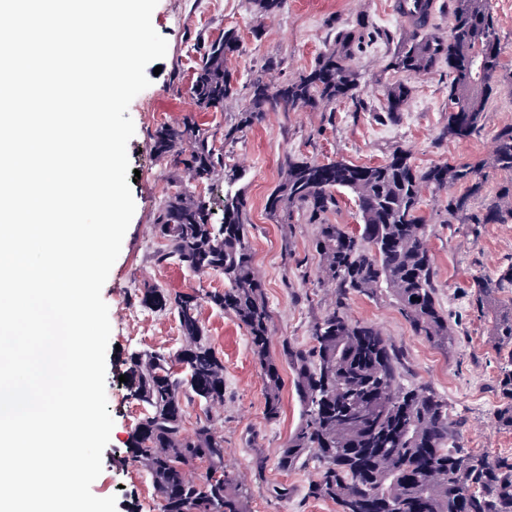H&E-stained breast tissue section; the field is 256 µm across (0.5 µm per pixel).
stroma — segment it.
Masks as SVG:
<instances>
[{
	"instance_id": "obj_1",
	"label": "stroma",
	"mask_w": 512,
	"mask_h": 512,
	"mask_svg": "<svg viewBox=\"0 0 512 512\" xmlns=\"http://www.w3.org/2000/svg\"><path fill=\"white\" fill-rule=\"evenodd\" d=\"M395 5L396 0H285L275 16L265 17L248 0H158L152 25L166 39L168 50L158 61L161 73L151 76L149 87L129 106L135 134L127 153L131 169L140 172L131 186L135 213L102 289L112 328L106 395L114 426L102 454V472L91 490L98 497H115L116 512H156L148 475L127 455L143 408L120 380L126 362L135 353H168L186 344L174 316L143 307L140 291L154 285L173 293L224 288L220 274H193L154 256L162 246L153 229L154 214L176 185L169 166L153 151L152 134L161 125L177 126L188 117L220 131L240 109V102L233 100L203 111L190 96L199 46L223 37L225 30H235L239 37V49L228 67L242 86L252 70L265 64L272 84L297 78L311 69L338 31L374 27L386 31L387 39L362 47L354 57L361 74L359 97L368 111H357L349 100L317 111L270 109L225 157L241 176L238 186L249 209L253 266L271 315L268 349L283 380L278 418L265 415L264 380L246 328L210 303L199 307L200 322L224 362V403L212 415L224 433L225 462L251 492L249 512H340L332 500L311 494L317 478L314 465L288 471L277 466L280 448L301 419L283 347L310 348L312 324L337 302L322 282L320 259L312 248L315 225L300 217L280 224L265 209L268 195L281 181L285 159L342 157L359 164L377 163L400 149L421 169L446 161H484L481 175L489 196L512 180V175L488 164L496 131L512 125V83L502 82L489 99L479 132L462 141L439 139V130L448 121V70L437 67L414 74L389 68L397 43L413 31L412 23L396 18ZM397 83L410 86L412 94L392 119L384 110L386 92ZM448 196L445 190L425 192L422 212L429 225L437 299L453 331L449 347L415 335L388 293L368 297L353 292L340 302L349 319L380 329L399 356L404 386L427 387L447 400L449 415L461 430L462 447L512 459V430L499 428L496 421L502 354L490 334L489 316L478 313L471 302L476 276L512 266V221L449 223Z\"/></svg>"
}]
</instances>
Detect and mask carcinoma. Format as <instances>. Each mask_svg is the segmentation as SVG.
Returning a JSON list of instances; mask_svg holds the SVG:
<instances>
[{"label": "carcinoma", "mask_w": 512, "mask_h": 512, "mask_svg": "<svg viewBox=\"0 0 512 512\" xmlns=\"http://www.w3.org/2000/svg\"><path fill=\"white\" fill-rule=\"evenodd\" d=\"M448 9V35L412 34L396 47L388 67L422 73L439 63L448 65V123L439 137L456 141L479 129L492 92L499 83L512 81V71L501 59L490 0H448ZM361 40L355 30L340 33L295 81L273 86L265 68L253 71L245 105L220 135L191 119L178 127L161 126L152 135L157 157L196 181L224 170L223 221L212 223L209 203L187 188L167 196L154 215L157 236L164 241L156 256L192 273L224 275V290L206 298L247 329L265 378V413L271 419L281 409V376L267 351L271 317L252 266L247 200L233 189L240 176L224 163V147L233 146L269 108L290 112L357 101L360 73L353 57ZM237 48L233 31L201 48L191 85L199 109L239 96L224 68L225 57ZM410 95L402 83L388 88L386 111L397 115ZM219 138L224 141L220 147ZM494 142L488 161L445 162L426 169L414 166L402 150L373 165L290 156L284 179L267 197L266 209L278 223L291 224L299 215L317 225L313 247L325 282L337 292L336 306L311 328L312 350L286 349L302 421L280 449L277 464L292 470L317 462L311 493L335 501L341 512H512V460L461 447L448 401L427 388H405L398 354L382 333L371 324L350 321L341 310L349 293L373 297L385 289L416 335L439 346L451 342L448 318L436 299L422 197L427 189L459 186L463 192L448 200L454 220L512 221V180L485 199L481 210L471 206L482 195V167L490 164L512 173V126L497 131ZM343 190L355 196L361 221L357 233L328 219ZM510 285L512 266L496 277H477L473 292L474 306L494 314L491 335L508 349L498 379L503 404L497 422L505 430H512V299L503 302L501 293ZM140 301L157 313L174 314L187 341L172 355L150 352L127 361V390L144 407L129 454L151 476L157 512H248V488L228 469L224 435L209 418L210 407L224 401V363L200 323L197 293L173 294L153 286L141 292ZM188 394L199 400L204 415L191 436L184 429L183 398ZM346 396L365 404L345 411ZM199 461L207 468L195 480L188 472Z\"/></svg>", "instance_id": "obj_1"}]
</instances>
